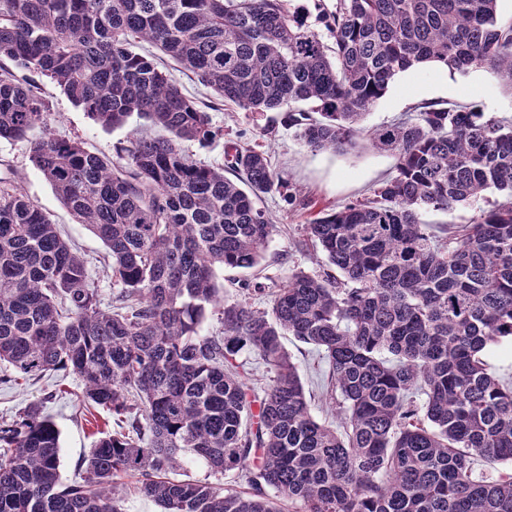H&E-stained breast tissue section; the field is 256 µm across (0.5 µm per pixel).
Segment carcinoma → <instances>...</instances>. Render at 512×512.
<instances>
[{
  "instance_id": "obj_1",
  "label": "carcinoma",
  "mask_w": 512,
  "mask_h": 512,
  "mask_svg": "<svg viewBox=\"0 0 512 512\" xmlns=\"http://www.w3.org/2000/svg\"><path fill=\"white\" fill-rule=\"evenodd\" d=\"M497 13L498 0H335L325 37L287 0H0V141L29 144L105 245L117 289L102 307L83 258L6 169L0 365L28 379L69 369L84 404L131 424L64 484L59 431L28 404L0 425V512H121L129 476L160 512H512V477L476 473L512 463V383L483 359L512 340V117L425 103L370 133L396 173L318 212L305 233L332 272L295 271L260 308L262 283L230 300L217 273L261 266L274 231L262 198L284 180L235 142L222 165L186 153L214 135L211 105L137 50L152 44L221 102L286 113L313 152L344 153L411 68L485 69L512 90V25ZM29 72L105 130L135 116L168 135L136 129L114 159L56 137ZM458 205L477 210L471 223L421 219ZM210 308L216 336L200 330ZM285 335L323 353L342 432L311 414ZM243 350L270 369L260 397L235 364ZM186 454L248 489L169 478Z\"/></svg>"
}]
</instances>
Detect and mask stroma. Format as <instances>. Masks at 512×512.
<instances>
[{
    "label": "stroma",
    "mask_w": 512,
    "mask_h": 512,
    "mask_svg": "<svg viewBox=\"0 0 512 512\" xmlns=\"http://www.w3.org/2000/svg\"><path fill=\"white\" fill-rule=\"evenodd\" d=\"M37 83L53 112V134L81 140L88 150L114 157L116 147L129 137L130 127L102 130L48 79L38 78ZM429 102H476L483 111L512 115V90L489 71L476 69L461 75L430 64L399 74L387 94L372 107L364 127L368 133ZM210 115L213 138L203 144L185 143L187 153L217 165L224 161L225 145L234 141L265 152L272 168L288 182L287 187L272 190L263 200L276 225L264 261L263 274L268 283H282L291 272L300 269L312 275L322 274L324 265L317 262L306 242L305 226L309 219L318 211H331L369 196L381 179L394 174L395 156L373 148L367 134L360 138L356 149L346 154L311 153L295 139L279 112L252 115L224 103L211 110ZM28 155L26 143L0 141V164L10 165L19 174L22 192L49 214L63 236L85 258L101 301L109 302L112 284L106 275L108 259L103 243L63 206L51 186L33 168ZM284 346L298 367L306 392L311 395L313 415L318 420L340 424V413L323 396L329 371L327 361L318 349L293 337H286ZM81 393L80 380L62 371L39 380L0 382V420L13 417L31 402H41L44 415L60 432V474L66 483L81 474L83 458L95 439L123 426L121 418L101 408L80 406Z\"/></svg>",
    "instance_id": "1"
}]
</instances>
